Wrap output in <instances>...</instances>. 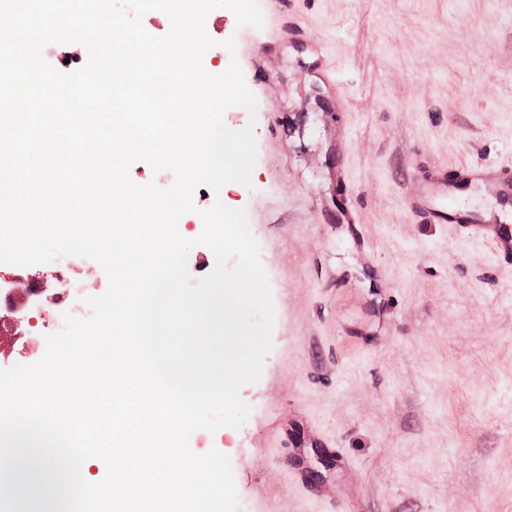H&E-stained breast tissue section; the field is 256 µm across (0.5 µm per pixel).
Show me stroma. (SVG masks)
<instances>
[{
  "instance_id": "obj_1",
  "label": "stroma",
  "mask_w": 512,
  "mask_h": 512,
  "mask_svg": "<svg viewBox=\"0 0 512 512\" xmlns=\"http://www.w3.org/2000/svg\"><path fill=\"white\" fill-rule=\"evenodd\" d=\"M309 42L336 62V107L303 47L264 59L276 125L251 186L198 187L180 224L200 236L214 200L246 212L275 310L241 428L189 447L232 464L236 512H512V266L491 244L411 215L421 168L512 163V0H294ZM203 64L253 33L226 8ZM345 128L346 138L335 129ZM349 160L350 183L336 178ZM355 204L364 221L342 220ZM45 339L0 325V366L36 363Z\"/></svg>"
}]
</instances>
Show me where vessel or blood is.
Masks as SVG:
<instances>
[{
  "mask_svg": "<svg viewBox=\"0 0 512 512\" xmlns=\"http://www.w3.org/2000/svg\"><path fill=\"white\" fill-rule=\"evenodd\" d=\"M267 7L273 30L257 38L265 57L278 54L284 46L298 45L305 35L303 25L292 16L288 0H267ZM310 56L320 86L335 96L337 105H344L345 93L333 64L318 47H311ZM472 186L495 198L512 199V164L487 161L479 165H463L453 174L444 166H431L417 179L406 199V206L413 214L450 225L461 237L495 245L498 255L503 258L512 257V226L507 225L505 216L490 212L476 222L461 202L460 190Z\"/></svg>",
  "mask_w": 512,
  "mask_h": 512,
  "instance_id": "obj_1",
  "label": "vessel or blood"
}]
</instances>
